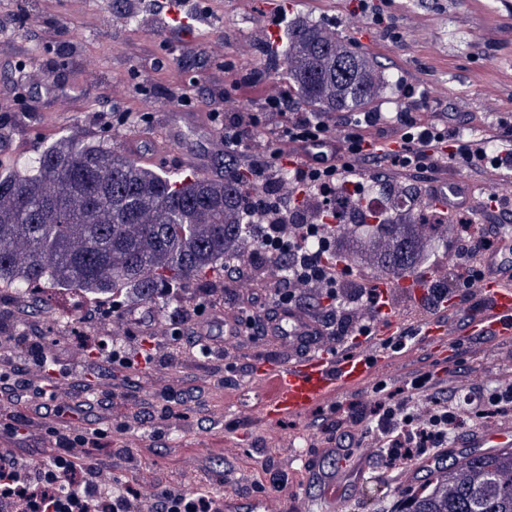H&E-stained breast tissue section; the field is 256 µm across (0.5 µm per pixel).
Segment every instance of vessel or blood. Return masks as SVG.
<instances>
[{
    "label": "vessel or blood",
    "mask_w": 512,
    "mask_h": 512,
    "mask_svg": "<svg viewBox=\"0 0 512 512\" xmlns=\"http://www.w3.org/2000/svg\"><path fill=\"white\" fill-rule=\"evenodd\" d=\"M449 206L491 203L494 197L512 196V174H491L480 182L450 176ZM432 280L431 274L416 273L399 279L382 278L377 293L383 301L372 336L357 346L339 349L323 346L302 356L281 361L262 359L253 379L257 384V410L262 422L304 415L314 405L332 402L349 390L364 389L376 375L393 368L396 355L390 341L403 337L411 346L438 356L452 354L467 335H492L499 344L512 343V264L499 257L488 260L485 277L471 290L467 332L455 329L447 319L425 316L417 310L401 312L390 300L404 291L410 302H419ZM474 448L512 447V426L503 424L479 431L470 441Z\"/></svg>",
    "instance_id": "vessel-or-blood-1"
}]
</instances>
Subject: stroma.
Masks as SVG:
<instances>
[{
    "label": "stroma",
    "instance_id": "35a3bbf8",
    "mask_svg": "<svg viewBox=\"0 0 512 512\" xmlns=\"http://www.w3.org/2000/svg\"><path fill=\"white\" fill-rule=\"evenodd\" d=\"M41 0H0V18L12 23L0 36L16 39L17 57L0 56V131L11 137L8 170L17 161L40 154L62 138L73 136L87 142H102L118 152L137 139L151 147L155 170L174 171L179 155L193 151L207 161L208 179L224 177V158L215 148V135L196 131L199 112L212 97L223 94V85L213 76L231 64V77L260 71L266 79L242 85L225 111L251 107L273 87L286 82L271 73L282 51L271 43H284L288 28L276 25L278 15L288 19L306 17L329 32L343 31L352 0H209L210 13L199 14L195 0H181L170 11L152 13L148 4L136 8V23L105 19L102 0H55L43 11ZM386 16L396 18L399 37L388 40L378 28L365 24L361 33H345L355 50L385 64L397 81L379 97L375 108H387L401 95V82L428 85L442 103L457 106L456 125L471 132L467 120L479 113L493 117L512 111V0H373ZM167 23L164 30L151 27L154 19ZM56 33L53 49L37 38L40 29ZM23 58L56 84L53 92H15V60ZM161 65L152 89L145 96H132L128 85L142 64ZM181 89L186 102L173 97ZM111 103L129 116L126 124L103 129L89 125L88 113ZM43 311L42 340L61 358L63 371L73 380L108 384L126 383L124 395L112 400V422H130L141 400L155 403L164 414L167 388L183 398L181 416L166 425L132 424L112 439V472L145 487L176 485L187 491L206 490L224 498L274 495L283 512H388L419 478L392 479L382 473L377 455L363 456L354 449L358 471L346 472L345 461L336 459L328 442L336 426L330 405L312 407L298 418L276 423L261 422L247 414L253 406L249 390L256 361L263 357L287 358L288 351L275 339L248 341L230 358L214 351L208 358L183 357L177 367H167L169 354L156 349L155 361L135 375L120 367L102 373L89 366L79 348L75 330L80 316L94 304L107 315L98 322L99 339L122 342L132 353L142 348L143 328L158 337L169 335L175 314L174 298L164 305L146 300L136 291L122 292L123 307L111 311L108 294H86L49 284L40 289ZM236 365L224 370L225 361ZM433 366L440 387H448V360L427 351H416L408 365L385 373L392 390L405 389L415 371ZM458 383L486 385L512 378V345L501 347L492 340L474 344L459 365ZM308 448L313 460L305 466L296 459L298 448ZM287 482L278 493L274 481ZM335 481L340 489L329 501L323 488Z\"/></svg>",
    "mask_w": 512,
    "mask_h": 512
}]
</instances>
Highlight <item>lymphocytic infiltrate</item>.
I'll return each instance as SVG.
<instances>
[{
    "mask_svg": "<svg viewBox=\"0 0 512 512\" xmlns=\"http://www.w3.org/2000/svg\"><path fill=\"white\" fill-rule=\"evenodd\" d=\"M404 106L388 111L339 112L333 115L299 111L292 97L275 91L259 107L225 116L223 99L209 103L219 149L236 166L244 183L243 217L251 241L263 253L278 251L288 262L287 274L251 259L232 261L224 270L229 282L257 281L260 294L238 307L225 330L232 342H256L280 332V325L260 316L255 308L271 301L281 311H314L315 332L288 334L289 342L308 343L313 336H367L377 299L366 287L346 251L338 246L337 224H395L400 211H365L359 198V174L383 177L407 172V180L391 184V195L406 197L415 183L456 165L469 178L489 170L512 171V113L488 122L487 133L466 135L452 124L447 108L431 105L428 89L403 87ZM428 107L429 115L414 112L410 99ZM342 132L343 145L334 161L299 164L286 170L288 144L321 141ZM400 143L399 150L383 147L384 137ZM289 180H282V172ZM433 224H456L460 230L451 246L450 277L429 289L425 303L438 310L450 293L466 296L481 277L483 259L491 250L512 253V234L491 224L488 212L473 208L428 210ZM319 237L320 249L310 247ZM211 293L192 297L174 318L169 346L182 353L211 356L213 347L196 317L212 308ZM41 342L37 326L0 336V393L30 411L45 413L38 434L27 430L19 415L0 420V439L25 443L23 453L0 450V512H224V504L205 491L188 492L165 485L146 491L112 473L106 450L112 443V416L85 420L80 408L61 400L64 378ZM374 401L355 411L340 410L333 442L337 450L355 441L354 426L369 423L372 442L382 450L387 468H400L424 457H437L462 427L478 430L501 406L512 404V382L493 386L436 387L433 375L420 371L406 389L393 392L386 383L372 388ZM71 428H64V421Z\"/></svg>",
    "mask_w": 512,
    "mask_h": 512,
    "instance_id": "f902f5d3",
    "label": "lymphocytic infiltrate"
}]
</instances>
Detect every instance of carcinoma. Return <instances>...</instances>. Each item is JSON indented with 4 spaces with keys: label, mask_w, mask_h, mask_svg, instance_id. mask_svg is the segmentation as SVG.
Wrapping results in <instances>:
<instances>
[{
    "label": "carcinoma",
    "mask_w": 512,
    "mask_h": 512,
    "mask_svg": "<svg viewBox=\"0 0 512 512\" xmlns=\"http://www.w3.org/2000/svg\"><path fill=\"white\" fill-rule=\"evenodd\" d=\"M280 74L314 112H357L392 76L318 22L288 26ZM242 187L157 172L103 144L65 140L0 174V284L17 293L46 283L81 291L131 288L157 303L170 287L248 259ZM446 224H369L378 272L414 271L424 240ZM408 512H512V449L468 454L440 466L411 494Z\"/></svg>",
    "instance_id": "cac0c4a2"
}]
</instances>
